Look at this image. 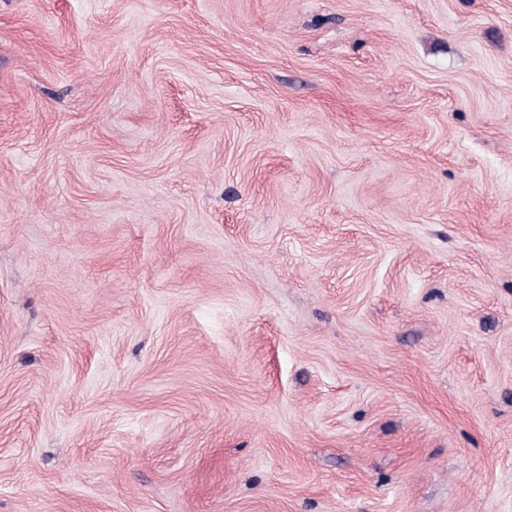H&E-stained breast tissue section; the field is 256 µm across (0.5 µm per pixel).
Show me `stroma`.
I'll list each match as a JSON object with an SVG mask.
<instances>
[{"instance_id":"stroma-1","label":"stroma","mask_w":512,"mask_h":512,"mask_svg":"<svg viewBox=\"0 0 512 512\" xmlns=\"http://www.w3.org/2000/svg\"><path fill=\"white\" fill-rule=\"evenodd\" d=\"M0 512H512V0H0Z\"/></svg>"}]
</instances>
